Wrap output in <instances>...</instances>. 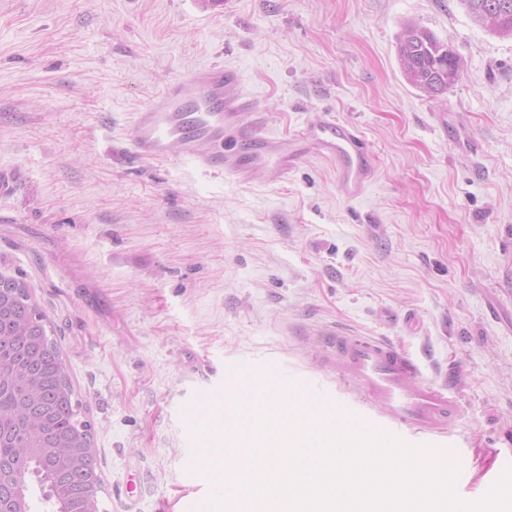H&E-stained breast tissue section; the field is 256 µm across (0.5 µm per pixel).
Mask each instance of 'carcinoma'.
<instances>
[{"label":"carcinoma","instance_id":"cac0c4a2","mask_svg":"<svg viewBox=\"0 0 512 512\" xmlns=\"http://www.w3.org/2000/svg\"><path fill=\"white\" fill-rule=\"evenodd\" d=\"M472 19L512 36V0H460ZM396 50L404 76L427 94L448 90L459 77L460 59L425 28L404 26ZM47 316L32 302L27 284L0 275V456L36 481L52 509L86 512L87 493L98 476L96 461L75 464L76 449L92 442L79 419L66 367L48 333Z\"/></svg>","mask_w":512,"mask_h":512}]
</instances>
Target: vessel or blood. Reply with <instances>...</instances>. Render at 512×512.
<instances>
[{"mask_svg":"<svg viewBox=\"0 0 512 512\" xmlns=\"http://www.w3.org/2000/svg\"><path fill=\"white\" fill-rule=\"evenodd\" d=\"M179 146L201 170L249 181L268 167L286 177L308 153L333 159L341 193L363 195L374 163L356 126L326 116L304 128L293 142L272 137L268 120L246 89L241 72L221 62L199 67L169 82L133 120L132 148L142 159L166 156ZM344 379L359 382L365 397L383 405L378 430L389 434L445 432L460 405L447 390L422 379L418 364L382 338L339 334L331 339Z\"/></svg>","mask_w":512,"mask_h":512,"instance_id":"vessel-or-blood-1","label":"vessel or blood"}]
</instances>
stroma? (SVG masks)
I'll use <instances>...</instances> for the list:
<instances>
[{"mask_svg":"<svg viewBox=\"0 0 512 512\" xmlns=\"http://www.w3.org/2000/svg\"><path fill=\"white\" fill-rule=\"evenodd\" d=\"M462 60L434 96L396 52L404 24ZM237 68L284 139L330 115L374 157L363 196L335 161L287 178L139 159L132 118L170 80ZM0 274L54 331L92 425L102 512H192L198 420L249 364L329 393L300 430L356 403L328 339L402 346L461 405L429 445L482 499L512 454V36L460 0H0Z\"/></svg>","mask_w":512,"mask_h":512,"instance_id":"stroma-1","label":"stroma"}]
</instances>
